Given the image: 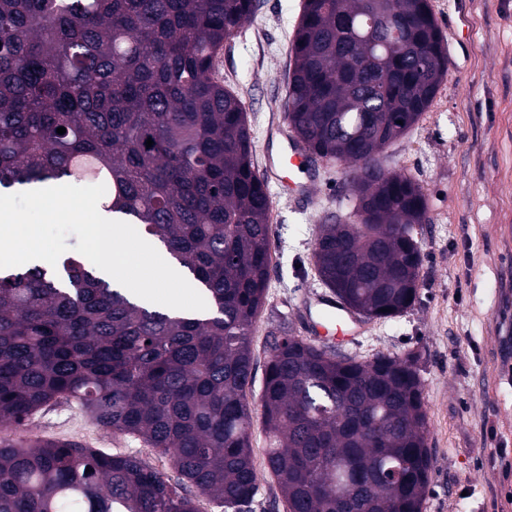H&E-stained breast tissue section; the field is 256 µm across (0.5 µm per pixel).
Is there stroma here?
Listing matches in <instances>:
<instances>
[{"mask_svg":"<svg viewBox=\"0 0 512 512\" xmlns=\"http://www.w3.org/2000/svg\"><path fill=\"white\" fill-rule=\"evenodd\" d=\"M430 3L448 73L421 120L380 156L384 168L417 180L427 199L417 299L396 318L364 320L353 338L333 327L314 338L328 353L356 359L417 357L433 454L422 512H512V0ZM303 4L257 0L217 57L225 88L245 108L255 172L270 198L272 261L251 331L255 411L271 338L312 336L304 297L324 289L313 260L319 227L354 213L345 166L315 164L306 198L284 195L264 167L265 151L293 139L285 102ZM21 435L132 454L175 473L169 456L100 427L62 398L30 416ZM251 446L258 474L251 512H286L266 468L262 423L253 426Z\"/></svg>","mask_w":512,"mask_h":512,"instance_id":"35a3bbf8","label":"stroma"}]
</instances>
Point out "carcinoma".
<instances>
[{"label": "carcinoma", "instance_id": "obj_1", "mask_svg": "<svg viewBox=\"0 0 512 512\" xmlns=\"http://www.w3.org/2000/svg\"><path fill=\"white\" fill-rule=\"evenodd\" d=\"M254 8L0 0V189L79 186L75 157H94L108 170L93 180L105 211L156 237L209 307L137 305L74 257L52 274H0V512H198L190 486L250 512V328L270 205L215 59ZM293 53L288 123L312 156L351 167L356 201L354 220L322 225L317 273L365 317L394 318L418 295L427 201L379 155L444 81L442 30L429 0H304ZM57 398L170 456L177 478L133 455L6 435ZM260 407L288 512H422L433 456L413 356L357 360L276 337Z\"/></svg>", "mask_w": 512, "mask_h": 512}]
</instances>
